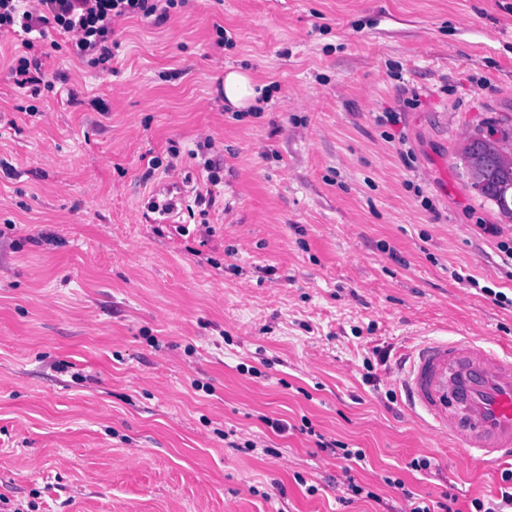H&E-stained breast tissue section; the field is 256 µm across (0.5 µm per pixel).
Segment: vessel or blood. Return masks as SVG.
<instances>
[{"mask_svg": "<svg viewBox=\"0 0 512 512\" xmlns=\"http://www.w3.org/2000/svg\"><path fill=\"white\" fill-rule=\"evenodd\" d=\"M401 385L438 439L474 463L512 460V353L474 336L432 339L408 356Z\"/></svg>", "mask_w": 512, "mask_h": 512, "instance_id": "b4317fda", "label": "vessel or blood"}]
</instances>
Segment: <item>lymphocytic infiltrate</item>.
Listing matches in <instances>:
<instances>
[{
    "mask_svg": "<svg viewBox=\"0 0 512 512\" xmlns=\"http://www.w3.org/2000/svg\"><path fill=\"white\" fill-rule=\"evenodd\" d=\"M185 0H0V41L20 42L23 50L15 54L9 65L15 83L25 89L32 100L27 110L31 113L49 111L43 95L54 92L55 84L47 80L42 61L35 55L36 37L58 34L53 49L66 51L80 61L109 69L118 45L115 25L118 21L140 17L161 24L172 9ZM317 447L324 453L342 459L345 475L343 486L349 498L376 494L367 490L351 476V463L363 460V449L351 448L336 439L318 436Z\"/></svg>",
    "mask_w": 512,
    "mask_h": 512,
    "instance_id": "f902f5d3",
    "label": "lymphocytic infiltrate"
}]
</instances>
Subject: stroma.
<instances>
[{"label":"stroma","mask_w":512,"mask_h":512,"mask_svg":"<svg viewBox=\"0 0 512 512\" xmlns=\"http://www.w3.org/2000/svg\"><path fill=\"white\" fill-rule=\"evenodd\" d=\"M117 28L114 71L43 56L59 94L41 116L0 43V493L36 512H403L391 476L458 512L497 496L502 464L438 445L398 377L426 339L512 351L491 297L512 296V221L462 157L512 118V0H191ZM231 69L257 111L225 104ZM166 188L213 204L160 215ZM320 434L364 450L351 474L376 500L341 504Z\"/></svg>","instance_id":"35a3bbf8"}]
</instances>
